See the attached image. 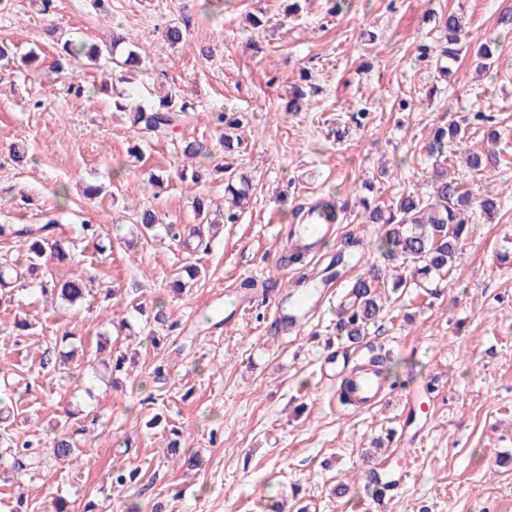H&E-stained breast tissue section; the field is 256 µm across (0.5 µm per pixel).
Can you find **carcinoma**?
Listing matches in <instances>:
<instances>
[{"mask_svg": "<svg viewBox=\"0 0 512 512\" xmlns=\"http://www.w3.org/2000/svg\"><path fill=\"white\" fill-rule=\"evenodd\" d=\"M448 32L447 45L440 47L434 55L435 71L440 75L450 72V64L459 52L457 45L461 42L464 29L459 16L450 12L442 21ZM57 45L67 57L78 59L86 57L91 61L100 56L98 46H87L84 42L70 39L57 40ZM112 108L128 113L131 127L150 135L163 134L173 124L177 113L185 111L186 104L176 105L175 100L165 98L157 108H146L134 105L130 98L119 92L112 95ZM215 120L225 126L221 143L231 148L232 135L230 130L242 128L243 119L230 118L219 112ZM466 128L457 123L448 126H437L431 133L428 143L429 155L435 158L430 176L431 192L422 196L417 192L401 195L390 209L380 205L364 203V217L368 224L382 225L383 235L379 238L378 247L389 259H401L414 264V273L428 278L430 275L452 274L461 266L465 244L470 236L469 218L467 214L475 209L488 217L498 211L497 198L490 192L476 197L472 189L464 187L458 179L448 175V159L454 147L467 136ZM183 155L189 159L206 158L210 155L211 145L205 140L193 139L181 146ZM225 191L231 195L230 205L224 209V223L234 224L241 215L243 204L249 196L250 182L241 175L235 174L230 168L224 169ZM59 214L46 213L40 224H1L0 236L11 239L18 244L19 254L24 260L17 261L14 266L0 267V287L7 288L14 283L12 273L22 266H27L30 275H35L41 258L49 253L52 259L63 262L74 259L73 251L65 246V241L56 238L55 229L61 223ZM135 222L147 231L161 229L173 242L184 244L181 230L175 224H164L158 213L153 209H143L135 213ZM84 238L96 242L98 251L105 253L112 250V243L104 242L100 235V227L93 224L81 225ZM360 240L353 237L344 239L336 247L332 264L338 266L347 258L362 259L359 251ZM381 271L377 264H371L366 272L352 280L347 300L341 305L336 332L348 341L357 343L370 326L377 323L383 311L379 289L384 287ZM39 288L45 297L58 300L62 304L74 305L84 299L87 283L82 275L74 273L65 281L41 280ZM50 454L55 462L63 465L78 458L80 449L73 439L58 429H52L47 435V442H33L8 429H0V468L3 471L16 472L26 468H36L42 462L44 454Z\"/></svg>", "mask_w": 512, "mask_h": 512, "instance_id": "carcinoma-1", "label": "carcinoma"}]
</instances>
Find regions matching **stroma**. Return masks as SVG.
Returning a JSON list of instances; mask_svg holds the SVG:
<instances>
[{
	"instance_id": "stroma-1",
	"label": "stroma",
	"mask_w": 512,
	"mask_h": 512,
	"mask_svg": "<svg viewBox=\"0 0 512 512\" xmlns=\"http://www.w3.org/2000/svg\"><path fill=\"white\" fill-rule=\"evenodd\" d=\"M37 0L0 5V39L18 54L40 47V66L0 74V224H36L42 206L67 212L63 237L81 223L112 234L100 254L82 241L76 262L48 261L54 277L82 271L90 293L72 306L45 304L30 279L0 297V363L11 366L0 387L19 400L10 431L44 437L65 426L81 453L61 466L44 458L23 478L0 472L6 489L22 481L27 512H50L65 498L71 512H512V32L499 17L512 0H230L212 11L202 0ZM456 13L466 27V54L440 79L420 47L438 49V17ZM179 26L185 41L165 42ZM126 38L119 53L137 51L145 71L130 73L137 102L170 96L193 103L163 135L135 137L112 109V56L65 68L42 37L65 36L104 46L113 27ZM498 43L493 69H475L480 45ZM308 82L311 103L292 112L295 85ZM247 122L232 153L219 144L222 126L208 113ZM468 119L470 136L449 164L467 187L496 193L495 218L475 217L460 273L444 277L440 295L420 288L389 294L377 325L353 345L336 333L339 300L310 316L301 334L285 337L278 305L304 274L284 266L286 229L299 205L334 202L338 245L353 235L386 273L411 275V264L381 257L379 225L366 223L364 203L387 206L404 192H426L437 126ZM499 134L496 144L483 137ZM206 139L210 157L185 161L182 142ZM22 146L33 163L13 162ZM484 153L473 173L464 158ZM231 163L252 183L238 223L211 235L208 251L166 236L141 235L133 211L150 207L165 223L190 226L196 196L224 202ZM203 169L200 180L183 169ZM159 185H152V178ZM104 182L97 198L86 185ZM31 204L20 202L21 195ZM201 274L191 290L171 284L181 267ZM245 300L224 318V291ZM178 326L147 322L154 305ZM27 318L30 327L17 329ZM124 355L127 372L91 373L87 361L102 338ZM387 357L396 384L383 405H341L339 380L321 366L351 368ZM419 391L428 412L407 409ZM413 444L402 466L410 478L377 490V460ZM179 439L178 454L167 449ZM198 456L199 466L185 459ZM137 471L134 483H112L113 469ZM347 488L337 494L336 485Z\"/></svg>"
}]
</instances>
